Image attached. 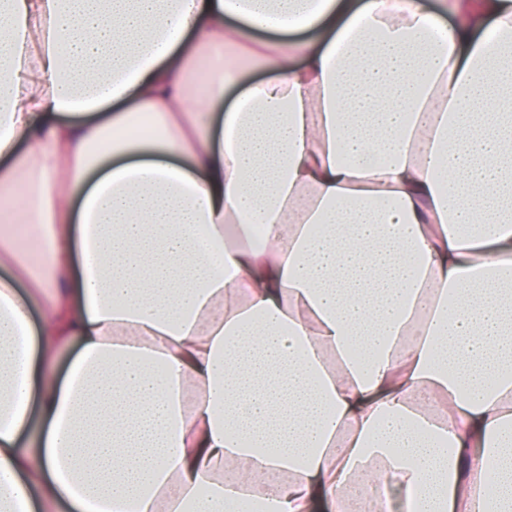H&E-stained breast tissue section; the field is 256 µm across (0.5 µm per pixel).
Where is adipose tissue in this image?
Segmentation results:
<instances>
[{
    "label": "adipose tissue",
    "instance_id": "ef3b65f1",
    "mask_svg": "<svg viewBox=\"0 0 512 512\" xmlns=\"http://www.w3.org/2000/svg\"><path fill=\"white\" fill-rule=\"evenodd\" d=\"M438 8L0 0V512H512V0Z\"/></svg>",
    "mask_w": 512,
    "mask_h": 512
}]
</instances>
